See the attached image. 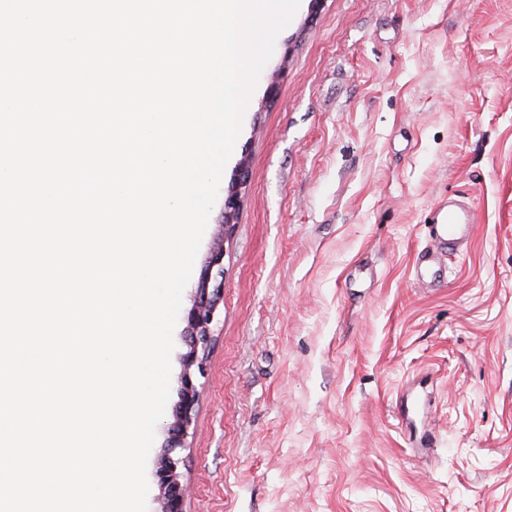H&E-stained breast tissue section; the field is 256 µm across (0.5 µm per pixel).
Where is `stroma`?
Listing matches in <instances>:
<instances>
[{
    "mask_svg": "<svg viewBox=\"0 0 512 512\" xmlns=\"http://www.w3.org/2000/svg\"><path fill=\"white\" fill-rule=\"evenodd\" d=\"M243 158L185 512H512V0H300ZM474 216L467 210L448 202L438 209L429 226L430 244L420 252V266L440 264L448 247L460 244L472 236Z\"/></svg>",
    "mask_w": 512,
    "mask_h": 512,
    "instance_id": "stroma-1",
    "label": "stroma"
}]
</instances>
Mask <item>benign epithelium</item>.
<instances>
[{
	"mask_svg": "<svg viewBox=\"0 0 512 512\" xmlns=\"http://www.w3.org/2000/svg\"><path fill=\"white\" fill-rule=\"evenodd\" d=\"M248 177L247 161L238 163L236 178L224 198L223 233L218 236L202 267L195 299L186 315L187 351L182 355L178 400L168 425L169 441L154 472L159 491L158 512H184V492L180 483L181 457L177 449L193 425L199 400L198 376L203 374V363L211 340V332L218 319V300L224 294V237L236 224L241 205V188Z\"/></svg>",
	"mask_w": 512,
	"mask_h": 512,
	"instance_id": "benign-epithelium-1",
	"label": "benign epithelium"
}]
</instances>
